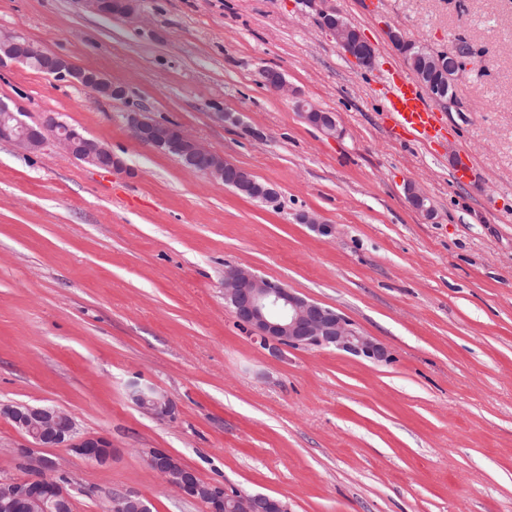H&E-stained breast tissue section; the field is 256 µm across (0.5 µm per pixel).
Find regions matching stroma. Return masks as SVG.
I'll list each match as a JSON object with an SVG mask.
<instances>
[{"label":"stroma","instance_id":"35a3bbf8","mask_svg":"<svg viewBox=\"0 0 512 512\" xmlns=\"http://www.w3.org/2000/svg\"><path fill=\"white\" fill-rule=\"evenodd\" d=\"M134 4L136 23L80 0H0V29L128 90L97 100L0 69V101L26 122L61 117L123 163L0 143V402L67 409L111 440L103 465L48 451L76 512L126 490L153 512H206L149 468L156 448L289 512H512V0H328L374 46L370 69L321 30L314 0ZM391 27L474 49L427 148L383 126L382 73L407 66ZM266 69L334 113L339 136L272 94ZM138 107L274 188L279 206L137 142L126 114ZM463 149L475 176L458 184ZM410 181L433 217L409 205ZM228 265L336 308L389 361L260 346L224 303ZM135 385L166 394L171 414H142Z\"/></svg>","mask_w":512,"mask_h":512}]
</instances>
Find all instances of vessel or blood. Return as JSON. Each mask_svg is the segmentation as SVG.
Returning a JSON list of instances; mask_svg holds the SVG:
<instances>
[{"instance_id": "obj_1", "label": "vessel or blood", "mask_w": 512, "mask_h": 512, "mask_svg": "<svg viewBox=\"0 0 512 512\" xmlns=\"http://www.w3.org/2000/svg\"><path fill=\"white\" fill-rule=\"evenodd\" d=\"M384 113L389 133L412 138L423 145L432 143L441 130L440 119L421 89L403 75L390 81Z\"/></svg>"}]
</instances>
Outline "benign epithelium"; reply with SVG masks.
<instances>
[{
    "instance_id": "obj_1",
    "label": "benign epithelium",
    "mask_w": 512,
    "mask_h": 512,
    "mask_svg": "<svg viewBox=\"0 0 512 512\" xmlns=\"http://www.w3.org/2000/svg\"><path fill=\"white\" fill-rule=\"evenodd\" d=\"M84 5L97 14L116 13L131 21L138 18L129 0H84ZM320 26L358 65L364 68L375 65L374 47L358 28L346 23L336 11L322 10ZM387 38L405 56L417 48L423 49L399 28L388 29ZM8 58L23 63L36 58L44 69L61 75L73 74L97 99L126 96V88L113 83L102 72L79 68L69 58L44 49L19 33L0 30V59ZM421 60L420 68L413 71L414 77L432 101L445 111L453 100L444 85L434 80V75L449 67H459V58L454 52L432 51ZM264 84L278 96L295 95L283 77H268ZM296 107L310 125L330 135L337 132L333 113L323 112L303 100L297 101ZM19 115L20 112L0 103V141L10 142L30 153L39 152L52 142L85 165L109 172L120 165L112 150L94 138L77 131L58 133L49 121L30 125ZM127 127L135 140L159 151L180 155L199 174L211 180L237 184L261 198L274 195L272 189L256 182L248 172L190 137L176 124L158 123L139 109L127 114ZM405 194L413 209L426 215L432 213L427 196L416 183H407ZM298 220L324 236L334 233V227L315 213H303ZM224 301L237 322L263 346L275 350L282 347L335 348L373 362L389 360L386 348L344 314L260 277L249 267L224 269ZM131 397L145 415L162 418L170 413V400L151 386L134 387ZM2 416L26 437L27 445L18 449L23 474L0 477V512H75L72 487L62 466L42 452L48 448H68L88 462L103 465L112 456L111 441L80 432L75 416L55 406L0 405ZM148 465L183 497L204 504L207 512H288V504L276 497L242 491L233 493L221 485L201 481L192 468L167 451L150 452ZM103 512H153V503L139 492L126 491L112 495Z\"/></svg>"
}]
</instances>
